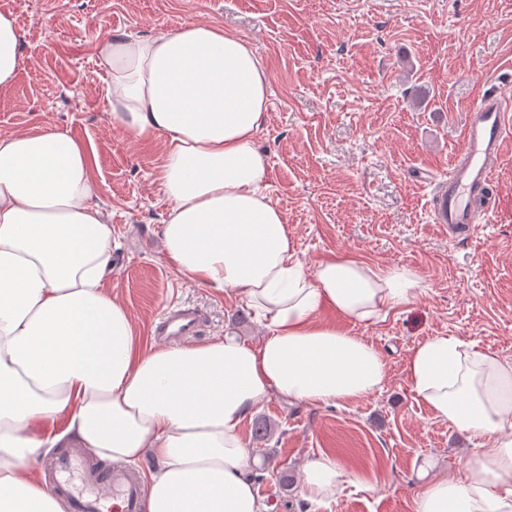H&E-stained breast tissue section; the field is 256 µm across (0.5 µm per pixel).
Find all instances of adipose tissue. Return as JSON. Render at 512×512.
Returning <instances> with one entry per match:
<instances>
[{"label":"adipose tissue","instance_id":"obj_1","mask_svg":"<svg viewBox=\"0 0 512 512\" xmlns=\"http://www.w3.org/2000/svg\"><path fill=\"white\" fill-rule=\"evenodd\" d=\"M96 53L112 123L162 144L166 259L214 292L238 290L265 334L143 348L105 288L112 227L89 147L60 130L0 134V512H63L30 461L73 445L115 462L154 457L147 512H270L244 420L274 394L326 406L377 390L381 354L318 313L371 320L408 303L418 277L336 256L308 271L296 259L256 147L268 76L238 36L189 23L115 36ZM24 65L15 19L0 13V90ZM406 373L435 417L482 440L461 477L426 483L416 512H512V362L434 336ZM347 482L320 456L301 494L323 501Z\"/></svg>","mask_w":512,"mask_h":512}]
</instances>
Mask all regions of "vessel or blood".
Returning a JSON list of instances; mask_svg holds the SVG:
<instances>
[{
    "mask_svg": "<svg viewBox=\"0 0 512 512\" xmlns=\"http://www.w3.org/2000/svg\"><path fill=\"white\" fill-rule=\"evenodd\" d=\"M512 134V89L480 94L469 110L460 157L433 191L431 219L449 235H473L487 223L489 210L480 202L493 182L504 139ZM202 314L190 305H170L151 327L154 337L176 341L198 336ZM46 483L64 498L69 512H145L148 487L139 470L98 464L80 448L63 449Z\"/></svg>",
    "mask_w": 512,
    "mask_h": 512,
    "instance_id": "1",
    "label": "vessel or blood"
}]
</instances>
